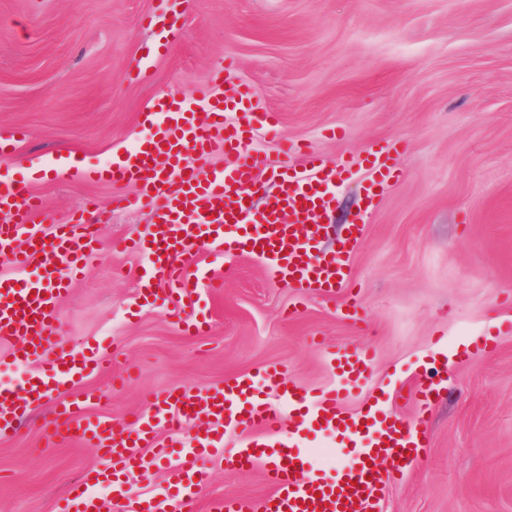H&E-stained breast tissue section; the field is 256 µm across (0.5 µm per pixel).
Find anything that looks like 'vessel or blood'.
Here are the masks:
<instances>
[{
	"label": "vessel or blood",
	"mask_w": 512,
	"mask_h": 512,
	"mask_svg": "<svg viewBox=\"0 0 512 512\" xmlns=\"http://www.w3.org/2000/svg\"><path fill=\"white\" fill-rule=\"evenodd\" d=\"M222 73H213L209 84L195 92L207 112L199 120L185 99L174 95L159 99L145 121L154 134L113 157L108 166L68 170L70 178L136 185L134 195L122 197L125 208L149 206L155 222L147 231L149 260L142 268L144 299L165 309L184 331L203 334L206 323L198 318L193 297L201 289L217 290L222 276L189 273V262L201 254L221 257L225 252L258 257L278 282L321 294H334L350 280L348 260L361 244L363 227L351 225L336 250L323 251L318 233H303L307 216L318 224L331 218L337 180L352 166H365L372 177L365 185L368 199H376L400 173L398 147L368 150L353 161H330L307 154L305 171L288 165L269 166L264 155L249 152L255 127L275 126L277 113L260 110L251 88L237 84L224 96L210 88L222 84ZM234 113L226 123L225 113ZM14 136L0 135V264L25 272L22 280H0V343H15L13 363L46 362L45 372L29 379L18 390L0 388V436L17 430L29 407L50 399L60 387L74 385L100 366L98 350L67 348L56 344L53 324L60 298L95 252L96 236L89 230L94 209L76 210L69 223L57 226L51 238L24 235L39 200L27 178L11 174ZM235 157L233 165L205 171L216 148ZM270 168L278 190L267 196L261 211L249 201L261 190L255 172ZM168 287L157 294L154 283ZM329 365L337 370L342 386L308 396L289 375L287 367L275 368L278 402L260 397L259 375L233 378L224 385L199 393L177 388L155 397L149 411L133 419H91L78 403L60 404L43 429L45 446L80 444L99 449L112 464V473L125 476V485L111 488L108 496L91 494L102 483L93 470L71 489L67 507L60 512H194V502L205 477L206 449L223 445L224 432L250 431L263 436L262 444H246L225 456L224 469L237 473L263 463L270 488L260 501H221L216 512H382L378 464H386L391 478L404 475L407 465L422 449L423 425L432 403V385L407 392L406 401L419 408L414 419L374 403L354 414L343 405L348 389L365 384L374 354L364 347L329 350ZM209 420L181 441L178 462L169 475L170 488L154 496L132 498L129 479L150 467L143 450L155 447V428L165 423L182 432L186 420ZM336 433L347 444L345 458L334 477L323 474L313 449L303 447L315 430ZM157 455H166L155 447Z\"/></svg>",
	"instance_id": "b4317fda"
}]
</instances>
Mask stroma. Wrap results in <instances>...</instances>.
Here are the masks:
<instances>
[{"label": "stroma", "mask_w": 512, "mask_h": 512, "mask_svg": "<svg viewBox=\"0 0 512 512\" xmlns=\"http://www.w3.org/2000/svg\"><path fill=\"white\" fill-rule=\"evenodd\" d=\"M152 10V0H0V130L26 133L13 164L44 201L37 224L91 202L99 214V250L61 297L55 328L62 344L100 348L112 363L58 399L123 419L147 411L150 395L279 365L316 395L337 381L325 348L366 345L372 375L346 401L360 413L402 381L435 378L443 351L426 451L382 483L384 512H512V0H172L177 25L160 53ZM147 55L151 80L129 82ZM219 69L278 113L251 144L271 160L284 140L335 161L404 141L401 175L373 204L367 169L337 183L321 238L329 249L347 225L364 226L349 290L364 330L339 299L300 297L230 252L223 288L198 304L207 333L184 332L140 299L144 258L129 244L153 217L112 207L134 185L65 175V159L107 166L149 136L143 114L155 100L193 98ZM53 411L50 401L31 408L0 438V512H55L87 471L106 468L95 448L45 451ZM241 443L225 437L210 457L196 512L266 494L262 469H224Z\"/></svg>", "instance_id": "1"}]
</instances>
